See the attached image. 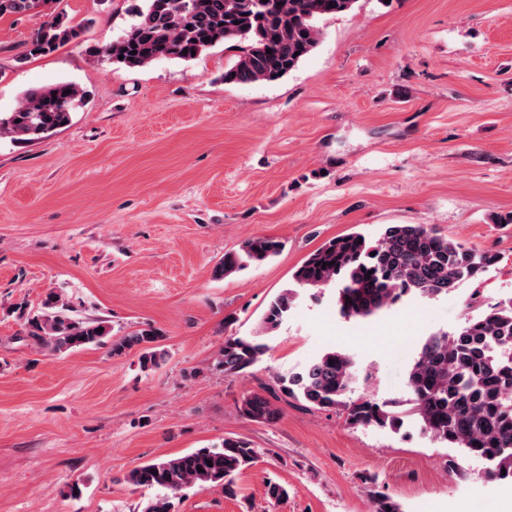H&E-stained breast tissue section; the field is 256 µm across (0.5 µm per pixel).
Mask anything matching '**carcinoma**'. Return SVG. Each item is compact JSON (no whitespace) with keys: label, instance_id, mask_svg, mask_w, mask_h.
<instances>
[{"label":"carcinoma","instance_id":"1","mask_svg":"<svg viewBox=\"0 0 512 512\" xmlns=\"http://www.w3.org/2000/svg\"><path fill=\"white\" fill-rule=\"evenodd\" d=\"M48 0H0V16L41 12ZM357 0H142L131 8L133 23L120 37L90 49L113 64L142 67L161 59L189 61L219 43L239 48L224 82H274L291 71L318 46L317 22L352 11ZM67 16L50 17L30 43L29 54L42 55L81 37ZM188 53H183V50ZM137 54H132V51ZM84 92L60 82L24 93L12 112L0 113V136L15 143L45 138L66 126ZM282 243L267 236L246 240L214 266L222 279L277 255ZM499 255L475 253L439 234L430 224H391L375 240L361 232L334 237L307 256L293 279L297 288L336 285L341 317L364 321L391 309L405 298H435L464 282H476L497 265ZM297 291L286 288L269 304L264 324L275 329L288 317ZM34 344L57 354L88 346H108L109 355L138 354L142 370L153 371L167 360L159 346L162 334L150 324L120 336L103 322L81 319L62 295L47 294L40 310L27 317ZM269 346L258 336L224 337L213 368L226 377L244 374L260 362ZM368 380L352 355L328 350L300 371L278 374L263 392L242 398L239 412L271 425L282 413L280 402H304L316 410L346 414L353 427L397 430L407 417L420 430L451 448H462L489 464L493 480L512 481V296L466 318L453 334L432 333L418 344L407 374L409 399L377 402L350 398L353 385ZM257 449L226 438L220 445L152 461L131 470L126 481L163 494L148 501L143 512H174V500L193 485L219 487L236 495V477L254 466ZM212 465H207V461ZM265 497L279 503L288 487L268 479ZM373 512H402L386 493L371 489Z\"/></svg>","mask_w":512,"mask_h":512}]
</instances>
